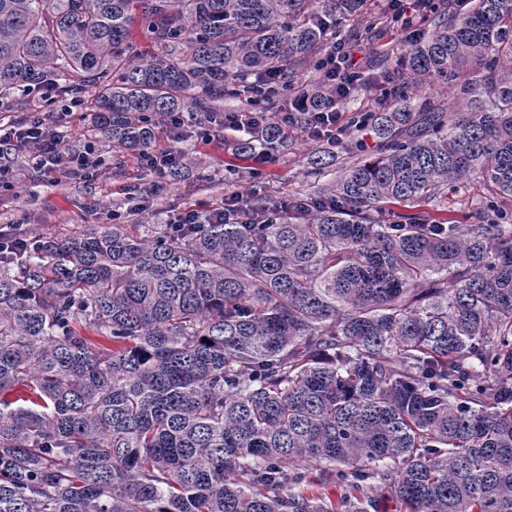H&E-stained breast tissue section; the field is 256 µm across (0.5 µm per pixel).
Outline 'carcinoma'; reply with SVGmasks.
Returning <instances> with one entry per match:
<instances>
[{"mask_svg": "<svg viewBox=\"0 0 512 512\" xmlns=\"http://www.w3.org/2000/svg\"><path fill=\"white\" fill-rule=\"evenodd\" d=\"M367 0H0V105L89 93L121 152L251 76L284 91ZM411 37L374 156L319 206L38 233L0 254V512H512V0ZM147 27L154 50L131 35ZM456 102L416 103L423 77ZM268 125L241 151L280 150ZM470 178L476 223L428 211ZM348 488L340 503L307 490ZM371 493L369 494L374 501V508L371 512H407L405 505L395 498L387 487L379 480H371Z\"/></svg>", "mask_w": 512, "mask_h": 512, "instance_id": "cac0c4a2", "label": "carcinoma"}]
</instances>
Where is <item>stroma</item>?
<instances>
[{
	"label": "stroma",
	"mask_w": 512,
	"mask_h": 512,
	"mask_svg": "<svg viewBox=\"0 0 512 512\" xmlns=\"http://www.w3.org/2000/svg\"><path fill=\"white\" fill-rule=\"evenodd\" d=\"M388 0H374L368 17L342 18L336 37L351 49L358 78L342 103L345 113L376 112L392 86L389 66L407 47L406 30L388 21ZM51 111H72L63 128L64 145L76 151H91L100 164L98 179H65L59 185L48 184L33 169L22 152H12L8 164L17 178L0 188V225L15 224L23 232L40 231L47 236L83 234L99 224L111 223L120 215L126 224H158L179 213L183 207L207 209L236 195L241 200L262 196L273 201L285 197H308L325 182L310 165L314 155L330 163V174L338 175L349 163L357 141L374 149L376 141L365 130L348 128L336 147L313 138L307 128L294 125L288 130L287 151L274 152L271 161L240 156L238 144L243 132L233 129L211 133L209 143H202L200 115L183 112L188 133L181 142L183 176L164 178L163 188L152 197L147 210L138 211L125 187L136 178L152 182V175L141 174L134 155L117 152L111 139L91 134V115L84 106H70L61 100L51 104Z\"/></svg>",
	"instance_id": "35a3bbf8"
}]
</instances>
